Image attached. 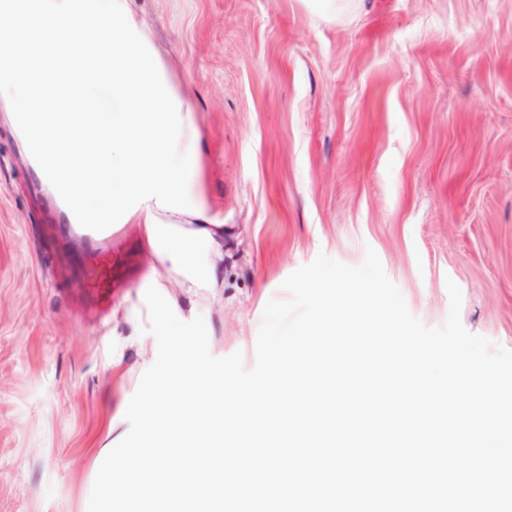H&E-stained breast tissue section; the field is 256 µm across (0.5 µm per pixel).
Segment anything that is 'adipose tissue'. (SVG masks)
<instances>
[{"label": "adipose tissue", "instance_id": "1", "mask_svg": "<svg viewBox=\"0 0 512 512\" xmlns=\"http://www.w3.org/2000/svg\"><path fill=\"white\" fill-rule=\"evenodd\" d=\"M0 98L78 222L141 216L184 287L218 286L224 241L189 203L200 162L190 110L130 0H0Z\"/></svg>", "mask_w": 512, "mask_h": 512}]
</instances>
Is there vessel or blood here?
<instances>
[{"label": "vessel or blood", "mask_w": 512, "mask_h": 512, "mask_svg": "<svg viewBox=\"0 0 512 512\" xmlns=\"http://www.w3.org/2000/svg\"><path fill=\"white\" fill-rule=\"evenodd\" d=\"M82 230L93 248L78 264L67 269L66 277L84 288L86 298L95 299L112 291V227L86 224Z\"/></svg>", "instance_id": "vessel-or-blood-1"}]
</instances>
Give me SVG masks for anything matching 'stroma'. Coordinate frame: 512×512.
Instances as JSON below:
<instances>
[{
  "label": "stroma",
  "instance_id": "1",
  "mask_svg": "<svg viewBox=\"0 0 512 512\" xmlns=\"http://www.w3.org/2000/svg\"><path fill=\"white\" fill-rule=\"evenodd\" d=\"M201 146L194 199L224 227L215 288L185 289L142 218L112 294L76 307L78 239L0 103V512H87L102 427L156 358L144 295L256 360L266 304L318 254L373 249L410 312L512 349V0H133Z\"/></svg>",
  "mask_w": 512,
  "mask_h": 512
}]
</instances>
